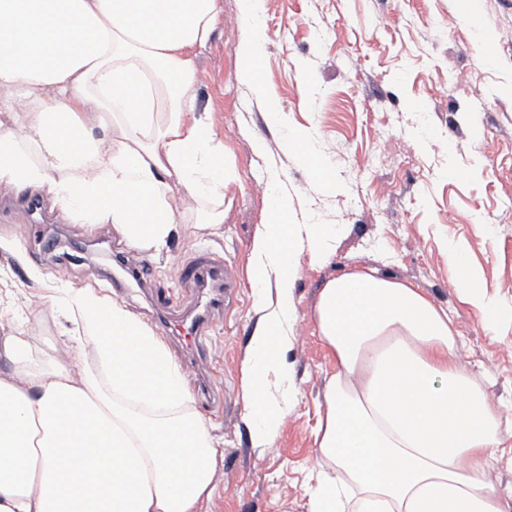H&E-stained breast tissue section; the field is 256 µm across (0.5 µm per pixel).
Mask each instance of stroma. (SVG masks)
Here are the masks:
<instances>
[{"instance_id":"stroma-1","label":"stroma","mask_w":512,"mask_h":512,"mask_svg":"<svg viewBox=\"0 0 512 512\" xmlns=\"http://www.w3.org/2000/svg\"><path fill=\"white\" fill-rule=\"evenodd\" d=\"M221 7V23L198 52L194 88L198 109L211 112L212 147L229 175L220 230L203 224L214 201L190 202L166 249L150 256V283L119 288L112 255L126 245L111 225L27 215L0 201V236L18 242L0 248V279L9 288L0 315L42 314L32 333L42 346L55 345L73 325L52 308L49 289L88 285L153 328L163 313L158 294L183 311L195 305L197 290L180 279L181 266L203 250L223 258L237 275L236 291L208 338L210 388L192 391L191 409L224 460L199 512H307L314 430L334 370L313 316L318 293L332 278L369 269L413 283L447 312L460 366L482 379L499 408L506 441L494 477L511 495L512 322L486 331L482 312L454 283L446 249L463 250L488 296L512 305V97L503 92L512 83V0H263L262 98L239 73V0ZM472 8L482 32L464 19ZM379 16L388 26L375 25ZM488 42L496 47L490 59ZM270 98L284 106L286 126L267 124ZM291 130L316 135L339 188L315 184L297 163L284 146ZM271 170L288 188L295 221L338 232L328 261L299 256L288 352L298 393L274 446L260 452L244 420L241 367L258 318L248 269L269 218L263 178Z\"/></svg>"}]
</instances>
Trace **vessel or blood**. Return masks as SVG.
Wrapping results in <instances>:
<instances>
[{
  "instance_id": "1",
  "label": "vessel or blood",
  "mask_w": 512,
  "mask_h": 512,
  "mask_svg": "<svg viewBox=\"0 0 512 512\" xmlns=\"http://www.w3.org/2000/svg\"><path fill=\"white\" fill-rule=\"evenodd\" d=\"M199 288L196 313L177 320L174 331L181 340L188 360H198L207 351L206 339L214 321L224 313V303L232 296V276L222 260L203 253L181 269Z\"/></svg>"
}]
</instances>
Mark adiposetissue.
<instances>
[{
  "mask_svg": "<svg viewBox=\"0 0 512 512\" xmlns=\"http://www.w3.org/2000/svg\"><path fill=\"white\" fill-rule=\"evenodd\" d=\"M220 14L219 0H0V195L40 194L78 223L111 225L131 249L163 251L178 199L224 195L213 123L192 94ZM240 14L239 69L260 96V0H240ZM285 146L314 182L334 183L309 133ZM267 185L249 266L259 317L242 366L258 450L273 446L297 393L287 359L297 245L324 261L337 233L289 223L283 179L269 173ZM449 255L487 329L511 320L464 253ZM49 298L77 335L46 352L27 331L31 314L0 335V512H197L222 454L179 364L96 290ZM314 317L336 367L307 512H512L492 480L497 411L456 364L448 316L421 288L346 273L321 288Z\"/></svg>",
  "mask_w": 512,
  "mask_h": 512,
  "instance_id": "obj_1",
  "label": "adipose tissue"
}]
</instances>
